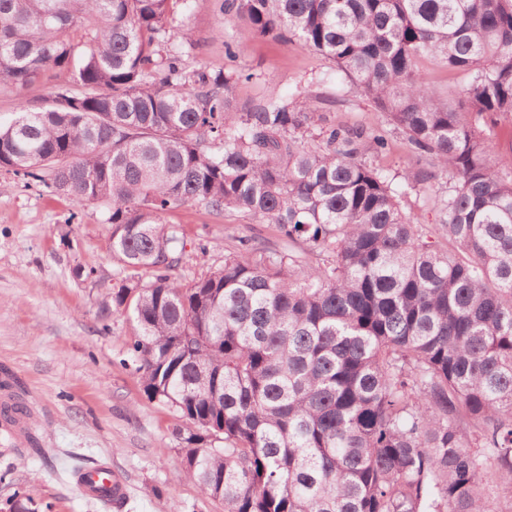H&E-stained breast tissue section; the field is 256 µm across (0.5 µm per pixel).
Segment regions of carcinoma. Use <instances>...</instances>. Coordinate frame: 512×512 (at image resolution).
Masks as SVG:
<instances>
[{"label":"carcinoma","mask_w":512,"mask_h":512,"mask_svg":"<svg viewBox=\"0 0 512 512\" xmlns=\"http://www.w3.org/2000/svg\"><path fill=\"white\" fill-rule=\"evenodd\" d=\"M252 39L333 60L411 152L452 173L437 238L298 84L234 110L252 74L208 70L179 18L193 0H0V85L56 79L0 124V169L102 206L112 253L144 285L112 307L138 333L124 364L186 422L179 464L224 512H512V0H217ZM465 75L440 96L425 62ZM184 205L273 224L183 284ZM224 447L204 445L208 438ZM509 493L493 506L489 489ZM17 491L8 512H35ZM496 159L500 174L510 179L512 176V122L502 121L494 129Z\"/></svg>","instance_id":"carcinoma-1"}]
</instances>
